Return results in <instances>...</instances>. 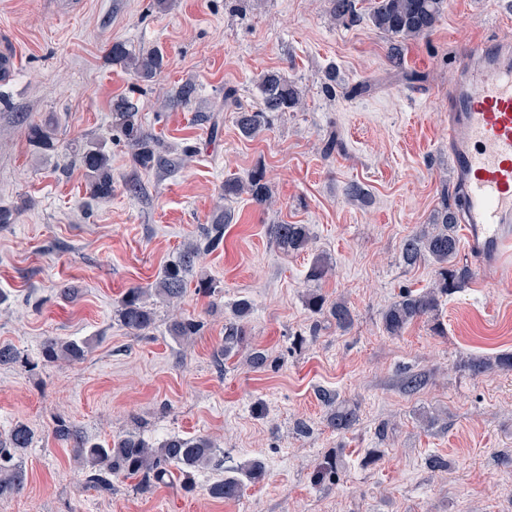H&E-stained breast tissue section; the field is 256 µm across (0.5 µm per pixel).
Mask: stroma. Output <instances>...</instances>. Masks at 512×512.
<instances>
[{
	"mask_svg": "<svg viewBox=\"0 0 512 512\" xmlns=\"http://www.w3.org/2000/svg\"><path fill=\"white\" fill-rule=\"evenodd\" d=\"M330 9V0H174L166 11L155 0H0V45L18 56L15 74L0 80V206L18 211L15 223L0 224V344L31 361L0 366V433L20 421L35 433L27 481L0 500V512H512V371L475 376L466 368L472 358L512 353V256L501 272H473L402 336L381 325L402 289L433 283L431 263L400 264V246L431 223L442 191L454 185L445 97L458 53L467 42L512 35V0H448L436 28L404 47L406 70L422 77L415 84L398 79L384 35L336 24ZM116 41L159 47L165 69L139 83L108 60ZM268 70L297 80L305 103L247 139L224 91L234 87L239 106L252 108ZM187 80L197 88L192 103L167 105ZM118 96L138 104L168 167L134 166L112 128ZM45 122L59 130L49 155L26 136ZM330 139L336 149L328 155ZM90 141L112 155L111 198L89 197L73 156ZM259 164L272 203L224 200L225 179ZM134 182L140 193L129 192ZM353 183L365 187V199L348 196ZM225 209L233 220L223 247L196 265L216 291L191 287L181 302L203 322L201 335L174 341L162 303L147 335L122 328L115 310L124 292L152 283ZM281 223L309 225L308 251L286 254L272 243L268 228ZM318 253L333 262L322 294L353 311L348 332L315 323L306 307V273ZM241 298L253 304L250 347L277 367L220 356L224 318ZM436 321L443 335L433 333ZM300 333L307 342L297 349ZM49 338L91 347L80 362L45 365L39 352ZM411 373L427 377L414 393L402 387ZM325 392L357 405L354 429L329 426ZM60 417L99 442L206 435L226 466L258 458L267 473L236 502L210 497L219 476L210 468L189 494L172 485L143 492L117 476L104 497L55 438ZM377 447L383 457L363 466ZM334 449L342 476L313 485L315 465ZM432 455L445 457L447 469H431Z\"/></svg>",
	"mask_w": 512,
	"mask_h": 512,
	"instance_id": "35a3bbf8",
	"label": "stroma"
}]
</instances>
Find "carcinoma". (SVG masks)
<instances>
[{
    "instance_id": "obj_1",
    "label": "carcinoma",
    "mask_w": 512,
    "mask_h": 512,
    "mask_svg": "<svg viewBox=\"0 0 512 512\" xmlns=\"http://www.w3.org/2000/svg\"><path fill=\"white\" fill-rule=\"evenodd\" d=\"M446 8L447 0H332V14L336 23L357 26L368 20L387 37L390 41V63L408 83L421 80V76L402 70L405 42L431 33ZM108 54L113 64L130 72L145 85L151 83L164 67V55L158 49L134 51L123 42H114ZM257 85L262 99L261 107L256 110L242 108L236 115L240 133L250 139L269 129L275 116L293 112L303 104L302 90L281 71L263 72ZM196 93L194 83H183L175 90L170 103L186 105L195 99ZM112 128L123 136L131 148L135 165L148 169L162 164L160 142L143 129L139 108L129 98L122 96L112 101ZM27 139L36 151L42 154L52 152L56 146L57 128L52 123L31 124L27 129ZM73 153L85 172L90 195L96 199L112 197L111 156L105 147L90 142L74 148ZM242 193L249 194L259 205L269 202L272 189L264 166H255L244 179L224 181V197ZM230 219V214L220 213L213 223L203 228L199 240L184 245L175 257L166 262L152 284L127 289L116 310L121 325L138 336L149 333L156 322V311L149 299L153 297L162 303H175L184 296L194 279L197 280L198 292L206 295L214 292L212 280L196 277V263L201 251L214 250L224 243V227ZM456 224V212L448 205V193L444 191L433 222L404 238L400 250L401 264L411 269L425 259H432L435 265L434 281L432 287L425 291H403L398 300L382 311V327L387 335H401L413 321L434 312L440 297L456 293L470 281V267L458 260ZM269 235L272 242L287 253L306 249L311 240L310 228L306 224H272ZM329 270L330 258L319 254L308 268L307 279L318 282L327 276ZM306 306L314 316L327 318L343 333L353 326V313L341 299L330 302L315 290L308 293ZM252 310L250 301L243 298L232 306L231 317L224 319V345L220 350L224 360L235 358L243 352ZM202 329L201 321L181 314L172 315L168 321V334L179 342L200 335ZM88 348L89 342L86 340L52 338L44 342L41 358L47 364L80 361ZM247 361L255 369L277 363V360L257 349L248 351ZM19 362L27 364L29 360L11 345L0 346V365ZM468 367L476 375L493 368L512 371V354L499 356L493 364L473 358L468 361ZM322 402L330 408L327 421L334 430L348 432L358 423L357 408L337 402L336 395L325 393ZM54 432L58 440L73 448L74 458L84 471L85 482L101 495L112 493L114 476L137 481L136 487L140 490L165 485L172 466L179 474V488L189 492L194 486L197 472L221 463L217 459L214 442L207 436L173 435L154 445L137 434H127L102 444L92 441L64 419L57 420ZM33 444L34 433L24 422L15 423L8 434L0 437V498L13 495L23 488L27 479L24 458ZM341 469L342 459L338 452L327 453L314 467L312 483L316 486L334 483ZM240 471L239 476L226 475L214 481L209 487V495L218 500L237 499L243 492L244 481L259 483L266 475L265 464L261 460L251 461Z\"/></svg>"
}]
</instances>
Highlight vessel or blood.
Segmentation results:
<instances>
[{
    "instance_id": "b4317fda",
    "label": "vessel or blood",
    "mask_w": 512,
    "mask_h": 512,
    "mask_svg": "<svg viewBox=\"0 0 512 512\" xmlns=\"http://www.w3.org/2000/svg\"><path fill=\"white\" fill-rule=\"evenodd\" d=\"M447 111L467 250L488 271L512 250V42L462 48Z\"/></svg>"
}]
</instances>
